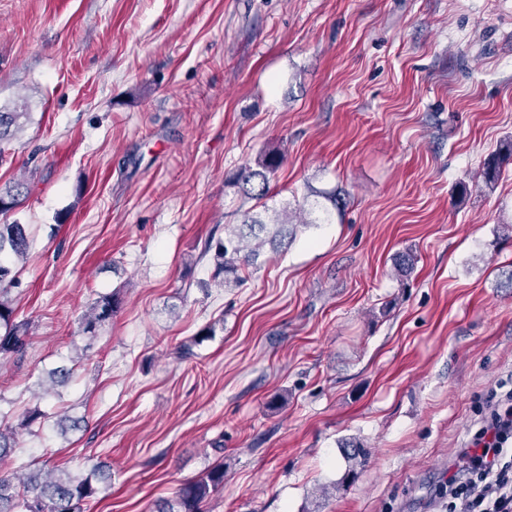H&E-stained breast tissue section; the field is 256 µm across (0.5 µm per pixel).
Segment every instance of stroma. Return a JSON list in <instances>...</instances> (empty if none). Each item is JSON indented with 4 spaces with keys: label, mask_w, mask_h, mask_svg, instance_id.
<instances>
[{
    "label": "stroma",
    "mask_w": 512,
    "mask_h": 512,
    "mask_svg": "<svg viewBox=\"0 0 512 512\" xmlns=\"http://www.w3.org/2000/svg\"><path fill=\"white\" fill-rule=\"evenodd\" d=\"M18 102L0 187H28L27 345L0 355V472L103 464L85 512H156L218 463L205 512H447L512 380V158L476 183L512 142V0H0ZM272 150L266 208L314 223L219 286L204 244ZM353 439L366 465L320 495ZM118 304V298L115 294L100 296L84 317V331L95 333L97 329L109 323L116 312Z\"/></svg>",
    "instance_id": "35a3bbf8"
}]
</instances>
